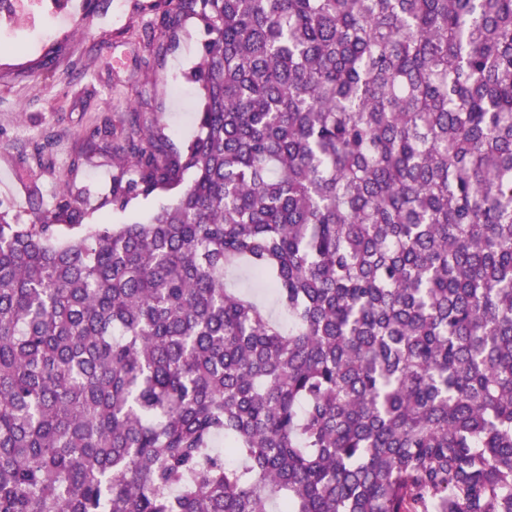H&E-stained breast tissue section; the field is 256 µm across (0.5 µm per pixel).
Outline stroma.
Masks as SVG:
<instances>
[{"label": "stroma", "instance_id": "1", "mask_svg": "<svg viewBox=\"0 0 512 512\" xmlns=\"http://www.w3.org/2000/svg\"><path fill=\"white\" fill-rule=\"evenodd\" d=\"M0 17V205L31 220L70 183L90 223L144 222L176 191L105 206L112 161L138 126L158 123L175 147L197 133L201 107L186 75L201 57L202 27L185 20L176 44L158 30L159 0H16ZM53 56L50 69L40 68ZM113 125L120 138L92 137Z\"/></svg>", "mask_w": 512, "mask_h": 512}]
</instances>
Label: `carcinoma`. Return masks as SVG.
<instances>
[{
	"label": "carcinoma",
	"instance_id": "cac0c4a2",
	"mask_svg": "<svg viewBox=\"0 0 512 512\" xmlns=\"http://www.w3.org/2000/svg\"><path fill=\"white\" fill-rule=\"evenodd\" d=\"M166 4L177 202L0 207V512H512V0ZM227 283L241 291L250 293L258 302L266 307L269 313L279 319H283V313L277 308L271 296L255 284V280L250 276L248 271L240 269L227 278Z\"/></svg>",
	"mask_w": 512,
	"mask_h": 512
}]
</instances>
